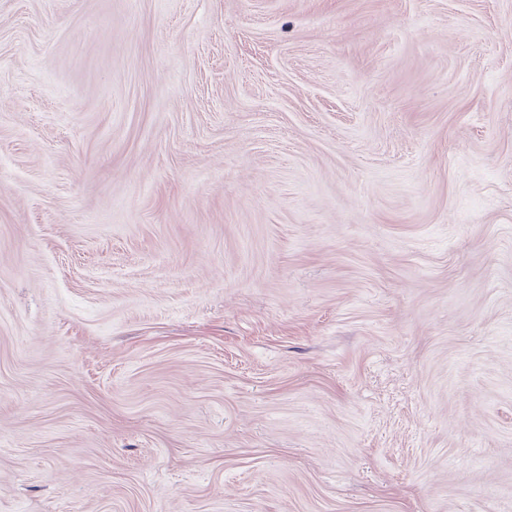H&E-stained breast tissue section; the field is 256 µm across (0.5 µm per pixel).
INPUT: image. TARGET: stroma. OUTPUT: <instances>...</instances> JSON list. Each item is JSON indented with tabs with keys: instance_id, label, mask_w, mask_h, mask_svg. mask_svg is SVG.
Instances as JSON below:
<instances>
[{
	"instance_id": "35a3bbf8",
	"label": "stroma",
	"mask_w": 512,
	"mask_h": 512,
	"mask_svg": "<svg viewBox=\"0 0 512 512\" xmlns=\"http://www.w3.org/2000/svg\"><path fill=\"white\" fill-rule=\"evenodd\" d=\"M0 512H512V0H0Z\"/></svg>"
}]
</instances>
